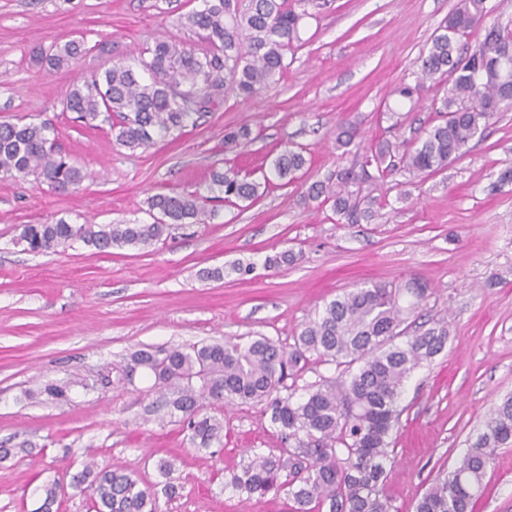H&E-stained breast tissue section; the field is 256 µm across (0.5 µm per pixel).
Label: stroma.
<instances>
[{
    "instance_id": "1",
    "label": "stroma",
    "mask_w": 512,
    "mask_h": 512,
    "mask_svg": "<svg viewBox=\"0 0 512 512\" xmlns=\"http://www.w3.org/2000/svg\"><path fill=\"white\" fill-rule=\"evenodd\" d=\"M456 0H325L302 21L284 77L251 98L229 95L197 126L145 150L116 144L108 124L85 127L65 108L73 86L138 55L155 39L194 49L201 38L178 24L192 0H0V121H50L62 151L84 179L67 193L0 176V445L31 448L0 462V512H34L33 489L71 476L87 459L158 480V460L176 461L175 498L159 512H289L286 496L246 498L224 481L280 441L259 404L216 410L224 438L199 452L176 423L142 422V379L119 367L134 350L266 336L292 343L325 303L364 284L416 278L428 297L417 322H450L445 350L407 380L393 432L385 492L395 512L452 470L488 413L512 394V105L448 169L406 173L371 186L383 202L372 224L338 222L330 207L304 199L310 183L350 164L330 135L358 123L375 142L397 111L403 138L431 118V90L395 96L415 79L418 57ZM82 41L72 65L38 57L55 42ZM249 126L236 150L224 130ZM303 152L301 183L269 189L258 201L216 203L204 224L172 225L166 239L139 249L97 252L83 243L32 254L16 245L22 225L150 223L159 192L207 194L211 174L238 165L260 174L283 149ZM294 251L293 264L266 257ZM252 265L249 274L234 263ZM224 268L220 281L201 279ZM48 381L71 382L68 400L38 396ZM478 512H512V447L488 467Z\"/></svg>"
}]
</instances>
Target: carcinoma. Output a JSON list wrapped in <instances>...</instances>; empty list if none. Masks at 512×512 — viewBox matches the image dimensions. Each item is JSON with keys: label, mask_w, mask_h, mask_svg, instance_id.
<instances>
[{"label": "carcinoma", "mask_w": 512, "mask_h": 512, "mask_svg": "<svg viewBox=\"0 0 512 512\" xmlns=\"http://www.w3.org/2000/svg\"><path fill=\"white\" fill-rule=\"evenodd\" d=\"M492 12L486 0H456L454 9L435 29L419 58L415 84L402 83L394 94L413 100L430 83L432 110L439 122L423 129L412 143L393 135L377 144H361L357 124L336 127V145L354 147L357 158L338 167L306 192L310 200L330 205L346 224L371 222L383 207L363 193L364 185L399 172L421 177L442 172L512 101V79H503L499 58L512 49V22L484 28L471 52L460 42L481 28ZM292 0H200L179 17L180 24L200 35L207 47L195 51L182 43L157 39L147 55L118 59L99 75L72 88L66 110L88 127L102 120L115 142L130 150L146 149L184 131L214 111L223 93L242 98L277 83L287 68L288 51L300 41L301 21ZM82 54L76 41L57 45L41 58L52 67ZM52 123L0 122V173L15 179L32 177L54 191L67 192L84 175L57 149ZM251 129L225 130L224 149L249 139ZM306 165L300 151L286 149L262 178L233 166L212 174L209 192L158 193L148 201L150 224H25L16 239L30 253H43L80 241L101 253L113 248L148 247L173 224H203L214 213V199L253 202L273 181L291 183ZM428 288L417 280L405 285L373 283L328 302L306 322L294 343L284 347L260 336L247 343H194L145 347L129 354L121 368L131 383L139 373L152 384L147 419L178 422L191 445L207 451L221 442L224 425L207 409L262 403L271 426L285 444L278 455L256 456L233 473L225 486L248 498L285 493L292 512H394L385 495L386 462L392 434L402 413L399 399L405 381L431 362L448 343V322L437 320L408 334V320L426 299ZM336 365V376L321 380L299 398L288 392V370L307 356ZM38 395L64 400L68 385L47 383ZM512 445V396H507L483 422L481 432L451 471L437 477L417 501L415 512H474L485 489L487 468L498 449ZM165 478L161 489L146 485L122 469L92 463L73 475L70 486L87 485L95 512H158V492L171 497L174 462L156 465ZM64 483L54 479L34 490V512H58Z\"/></svg>", "instance_id": "cac0c4a2"}]
</instances>
